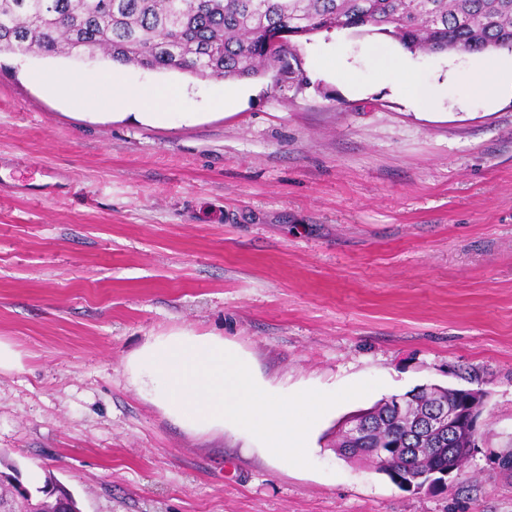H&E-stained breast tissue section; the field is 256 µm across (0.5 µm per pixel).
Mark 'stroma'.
I'll use <instances>...</instances> for the list:
<instances>
[{
	"label": "stroma",
	"mask_w": 512,
	"mask_h": 512,
	"mask_svg": "<svg viewBox=\"0 0 512 512\" xmlns=\"http://www.w3.org/2000/svg\"><path fill=\"white\" fill-rule=\"evenodd\" d=\"M373 45L434 110L383 82ZM470 60L372 27L294 38L225 82L1 52L0 340L20 366L0 373V470L54 476L81 512H512V93L472 95ZM110 69L176 89L168 120L36 79ZM183 328L288 394L381 385L318 420L310 467L272 466L132 382L131 357ZM430 385L488 394L467 476L407 490L337 455L348 417ZM384 78L408 88L419 107L431 109L434 106L435 101L423 82L416 75L408 72L400 60L391 59L389 66L384 70Z\"/></svg>",
	"instance_id": "35a3bbf8"
}]
</instances>
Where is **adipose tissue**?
I'll return each mask as SVG.
<instances>
[{
    "mask_svg": "<svg viewBox=\"0 0 512 512\" xmlns=\"http://www.w3.org/2000/svg\"><path fill=\"white\" fill-rule=\"evenodd\" d=\"M47 84L55 91L76 101H90L101 108L123 104L135 109H147L154 121L164 118L162 107L168 91L157 86L131 87L113 73L58 74L47 77ZM512 85V73L500 61L483 53L472 56L471 87L485 99L496 98L507 86Z\"/></svg>",
    "mask_w": 512,
    "mask_h": 512,
    "instance_id": "ef3b65f1",
    "label": "adipose tissue"
}]
</instances>
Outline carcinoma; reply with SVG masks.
I'll use <instances>...</instances> for the list:
<instances>
[{"label":"carcinoma","instance_id":"cac0c4a2","mask_svg":"<svg viewBox=\"0 0 512 512\" xmlns=\"http://www.w3.org/2000/svg\"><path fill=\"white\" fill-rule=\"evenodd\" d=\"M314 33L372 26L409 50L483 52L512 50V0H0V50L20 56L95 57L155 71L235 80L260 73L268 43L282 34L286 56L296 24ZM418 415L436 400L463 405L467 390L416 388L400 396ZM365 433L350 439L340 429L336 447L399 448V463L379 466L402 487L418 474L410 448H426L436 467L448 468V435L426 434L396 409L394 397L365 410ZM0 473L5 512H69L74 495L53 484L32 493L20 488L17 467Z\"/></svg>","mask_w":512,"mask_h":512}]
</instances>
